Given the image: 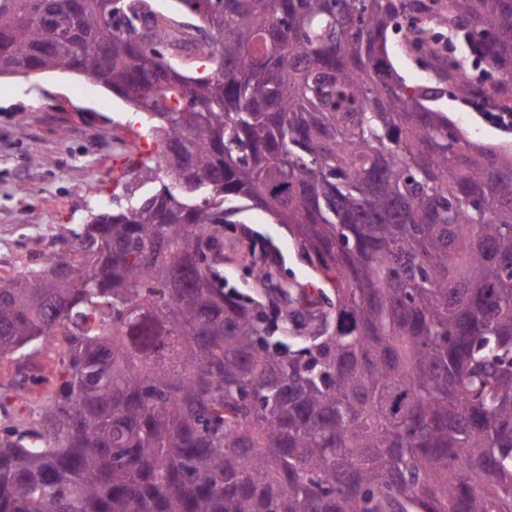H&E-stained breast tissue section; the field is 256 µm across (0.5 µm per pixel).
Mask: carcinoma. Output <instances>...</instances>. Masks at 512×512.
I'll return each instance as SVG.
<instances>
[{
	"instance_id": "cac0c4a2",
	"label": "carcinoma",
	"mask_w": 512,
	"mask_h": 512,
	"mask_svg": "<svg viewBox=\"0 0 512 512\" xmlns=\"http://www.w3.org/2000/svg\"><path fill=\"white\" fill-rule=\"evenodd\" d=\"M133 2L0 0L3 74L135 106L157 152L115 186L162 181L0 277V361L65 341L0 423V512H512V148L387 50L440 22L512 90V0ZM253 209L333 286L283 284L286 346L219 270Z\"/></svg>"
}]
</instances>
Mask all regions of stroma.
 I'll use <instances>...</instances> for the list:
<instances>
[{"label": "stroma", "instance_id": "1", "mask_svg": "<svg viewBox=\"0 0 512 512\" xmlns=\"http://www.w3.org/2000/svg\"><path fill=\"white\" fill-rule=\"evenodd\" d=\"M407 29L389 38L394 65L409 85H437L426 58L408 47ZM436 105L465 131L480 130L484 141L512 145V128L488 121L454 88H447ZM129 105L73 73H47L30 79L0 78V275H14L34 266L61 239L82 231L91 211L114 200H128L151 191L153 183L133 180L116 190L113 171L135 157L136 140L127 130ZM39 146L41 162L30 160ZM281 256L278 281L313 279L281 225L253 210L242 224L224 228V277L245 294L258 283L242 253L243 229Z\"/></svg>", "mask_w": 512, "mask_h": 512}]
</instances>
